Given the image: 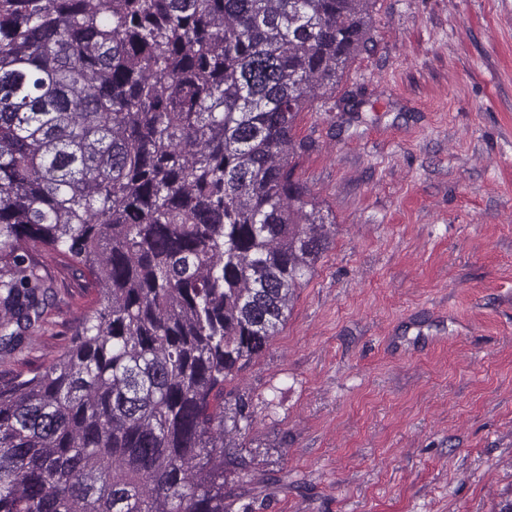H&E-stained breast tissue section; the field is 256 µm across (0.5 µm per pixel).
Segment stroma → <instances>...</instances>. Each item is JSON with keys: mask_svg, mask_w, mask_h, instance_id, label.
<instances>
[{"mask_svg": "<svg viewBox=\"0 0 512 512\" xmlns=\"http://www.w3.org/2000/svg\"><path fill=\"white\" fill-rule=\"evenodd\" d=\"M367 46L299 113L296 175L336 233L224 384L252 512L512 502V0H371ZM58 350L98 289L48 261Z\"/></svg>", "mask_w": 512, "mask_h": 512, "instance_id": "stroma-1", "label": "stroma"}]
</instances>
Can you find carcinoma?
Listing matches in <instances>:
<instances>
[{
	"instance_id": "1",
	"label": "carcinoma",
	"mask_w": 512,
	"mask_h": 512,
	"mask_svg": "<svg viewBox=\"0 0 512 512\" xmlns=\"http://www.w3.org/2000/svg\"><path fill=\"white\" fill-rule=\"evenodd\" d=\"M370 0H0V512H227L224 381L328 249L296 116ZM62 255L100 299L36 369ZM64 342L62 337L53 338L50 334L35 337L30 343V348L27 352L28 357L32 363L38 364L42 355L51 351H57Z\"/></svg>"
}]
</instances>
